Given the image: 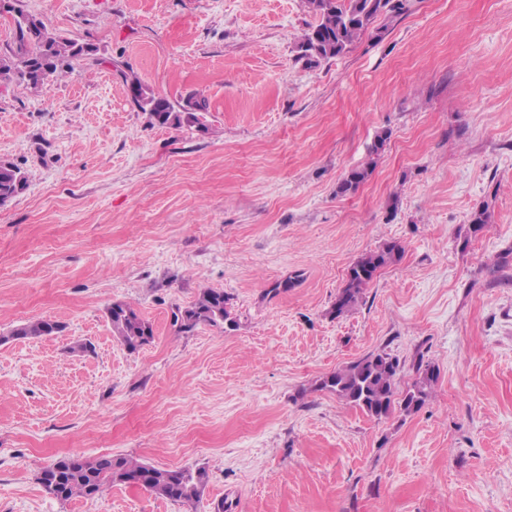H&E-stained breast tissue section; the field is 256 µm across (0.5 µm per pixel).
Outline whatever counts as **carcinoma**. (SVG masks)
Instances as JSON below:
<instances>
[{
    "label": "carcinoma",
    "instance_id": "carcinoma-1",
    "mask_svg": "<svg viewBox=\"0 0 512 512\" xmlns=\"http://www.w3.org/2000/svg\"><path fill=\"white\" fill-rule=\"evenodd\" d=\"M310 11L318 18L301 38L300 47L306 55L331 59L339 57L358 41L381 15L400 13L407 8L406 0H306ZM15 13L17 50L13 58L0 57V82L18 79L34 88L49 85L67 72L73 62L93 55L97 48L80 44L48 28L40 18L28 16L0 0V10ZM135 96L131 102L142 112L150 114L160 126L194 127L206 135L210 127L204 121L207 110L204 101L187 102L177 112L169 100L144 86L138 79L127 84ZM390 133L378 135L369 151V160L361 167L347 172L336 185V194L355 193L372 174L375 156L384 151ZM28 177L16 164L0 160V207L22 193ZM491 212L482 205L470 216L469 231H482L491 223ZM404 252L397 241L386 242L378 250L360 256L348 268L344 286L336 295L332 308L335 317L349 313L362 299L366 288L379 271L398 261ZM113 335L128 349L135 350L149 342L152 325L130 305L116 302L107 309ZM173 323L189 332L200 324L222 327L235 326L231 317L229 298L224 291L205 288L188 307L173 312ZM59 321L38 320L15 326L3 340H20L55 336L62 333ZM399 359L389 353L371 354L324 377L320 388L336 393L345 403L358 408L375 420L388 418L398 410L405 415L418 412L428 398V391L437 379L430 364L418 362L416 378L410 386L398 390ZM208 475L204 468L161 469L123 457L100 455L87 458L79 455L61 457L45 467L38 481L48 493L61 501L73 498H92L114 484H134L156 496L179 501L193 507L199 500Z\"/></svg>",
    "mask_w": 512,
    "mask_h": 512
}]
</instances>
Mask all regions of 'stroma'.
Returning <instances> with one entry per match:
<instances>
[{
    "label": "stroma",
    "instance_id": "35a3bbf8",
    "mask_svg": "<svg viewBox=\"0 0 512 512\" xmlns=\"http://www.w3.org/2000/svg\"><path fill=\"white\" fill-rule=\"evenodd\" d=\"M408 6L307 60L305 0H20L97 53L0 83V160L28 175L0 207V331L65 325L0 344V512H512V0ZM131 78L206 101L209 134L153 123ZM387 241L402 258L332 316ZM204 287L236 327L173 325ZM115 302L150 342L113 337ZM383 351L402 389L436 368L417 413L377 421L318 388ZM72 454L208 481L191 508L132 484L62 502L37 475ZM390 139V133L384 131L378 135L377 140L372 145L369 156L370 159L361 167L352 169L347 172L336 185V195L346 196L355 193L360 186L372 174L375 164V157L384 151L387 141ZM404 252L397 241L386 242L377 251L360 256L348 268L344 286L336 295L332 308L335 317L349 313L362 299L366 288L379 271L398 261ZM107 314L113 335L130 350H136L154 336L152 325L129 304L112 303ZM64 325L60 321L38 320L15 326L2 341L20 340L28 338H39L55 336L62 333Z\"/></svg>",
    "mask_w": 512,
    "mask_h": 512
}]
</instances>
